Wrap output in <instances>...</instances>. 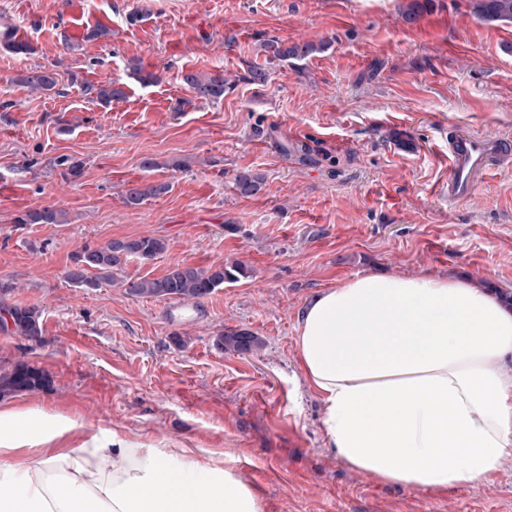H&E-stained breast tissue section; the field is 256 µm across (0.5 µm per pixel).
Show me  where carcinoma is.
<instances>
[{"instance_id":"cac0c4a2","label":"carcinoma","mask_w":512,"mask_h":512,"mask_svg":"<svg viewBox=\"0 0 512 512\" xmlns=\"http://www.w3.org/2000/svg\"><path fill=\"white\" fill-rule=\"evenodd\" d=\"M471 12L487 23L512 24V0H469ZM429 0H406L403 8L405 22H416L426 11ZM321 42L288 43L272 40L264 44L271 58L280 61L302 59L320 52ZM21 81L34 90L50 91L55 88V74L41 69L21 77ZM184 83L195 98L204 102H215L224 98L227 79L224 71L207 74L195 72L184 75ZM86 91L95 95L102 105H108L124 97V90L112 79L96 85H89ZM262 178L251 171H241L235 175V186L243 196L255 195L261 190ZM168 189L165 184H145L131 187L126 192V204L140 205L146 198L160 195ZM17 224H65V214L52 207L28 210L15 219ZM166 243L160 238L142 236L130 240L111 241L107 245L84 248L72 255V266L67 279L77 288L96 290L103 285L117 282L118 271L131 256L150 259L161 254ZM247 275V268L240 263L199 269L190 265L175 266L160 278H142L128 285V291L140 297L172 298L182 301H197L224 287V283L237 281ZM14 330L22 336L35 337L39 334V317L33 309L12 308L7 311ZM217 345L237 353H252L263 347L260 337L245 331H229L217 337ZM47 382L46 375L38 368L26 363H18L0 373V395L36 390Z\"/></svg>"}]
</instances>
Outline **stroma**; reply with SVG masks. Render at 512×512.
<instances>
[{
	"mask_svg": "<svg viewBox=\"0 0 512 512\" xmlns=\"http://www.w3.org/2000/svg\"><path fill=\"white\" fill-rule=\"evenodd\" d=\"M64 2L0 0V32L24 30L31 47L0 46V307L34 309L41 326L33 338L0 326V367L49 377L8 402L221 452L263 512H512V461L445 492L349 469L327 446L296 347L313 296L361 272L512 294V165L467 201L441 194L449 126L512 135V25L479 21L468 0H431L414 24L405 0H85L111 24L77 45L51 26ZM271 39L326 46L269 64ZM134 61L158 82L139 81ZM261 63L269 79L256 85L248 72ZM33 68L55 72V88L20 84ZM218 68L231 88L195 100L184 75ZM108 78L125 97L104 107L84 88ZM66 158L82 162L78 180ZM244 169L264 179L251 197L234 185ZM140 183L168 189L127 206ZM47 206L67 223L16 224ZM148 235L166 249L129 259L127 280L235 261L248 275L179 311L66 279L82 247ZM230 330L263 349H219Z\"/></svg>",
	"mask_w": 512,
	"mask_h": 512,
	"instance_id": "35a3bbf8",
	"label": "stroma"
}]
</instances>
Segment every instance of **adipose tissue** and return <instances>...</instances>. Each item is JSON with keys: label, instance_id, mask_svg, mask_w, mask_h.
Segmentation results:
<instances>
[{"label": "adipose tissue", "instance_id": "ef3b65f1", "mask_svg": "<svg viewBox=\"0 0 512 512\" xmlns=\"http://www.w3.org/2000/svg\"><path fill=\"white\" fill-rule=\"evenodd\" d=\"M296 345L321 428L352 470L414 491L512 459V307L447 276L358 273L305 309ZM78 436L62 448L65 436ZM0 512H261L215 451L0 406Z\"/></svg>", "mask_w": 512, "mask_h": 512}]
</instances>
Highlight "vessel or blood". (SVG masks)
<instances>
[{
	"instance_id": "obj_1",
	"label": "vessel or blood",
	"mask_w": 512,
	"mask_h": 512,
	"mask_svg": "<svg viewBox=\"0 0 512 512\" xmlns=\"http://www.w3.org/2000/svg\"><path fill=\"white\" fill-rule=\"evenodd\" d=\"M96 25L81 0H69L56 20L60 38L70 40L87 34ZM512 161V137L489 136L451 129L448 133V199H468L491 172Z\"/></svg>"
}]
</instances>
